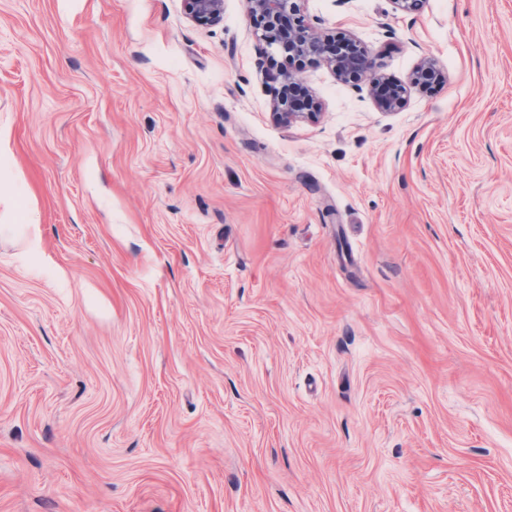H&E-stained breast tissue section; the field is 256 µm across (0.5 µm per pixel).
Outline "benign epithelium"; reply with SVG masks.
<instances>
[{
	"mask_svg": "<svg viewBox=\"0 0 512 512\" xmlns=\"http://www.w3.org/2000/svg\"><path fill=\"white\" fill-rule=\"evenodd\" d=\"M298 2L300 0H246L247 14L261 30V39L267 47L287 51L298 59L322 58L336 77L346 83L365 78L379 109L397 108L403 101L405 88L396 82L383 81L377 74L375 58L368 50L359 46L353 52L336 50L328 38L305 23ZM183 3L185 13L199 25H212L223 18L224 0H183ZM273 82L272 115L277 122L289 124L299 118L317 119L313 100H308L307 112H298L291 104L293 91L300 86L295 76L282 74L274 77Z\"/></svg>",
	"mask_w": 512,
	"mask_h": 512,
	"instance_id": "1",
	"label": "benign epithelium"
}]
</instances>
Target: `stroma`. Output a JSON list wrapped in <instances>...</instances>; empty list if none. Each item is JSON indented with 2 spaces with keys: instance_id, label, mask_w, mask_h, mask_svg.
I'll return each instance as SVG.
<instances>
[{
  "instance_id": "1",
  "label": "stroma",
  "mask_w": 512,
  "mask_h": 512,
  "mask_svg": "<svg viewBox=\"0 0 512 512\" xmlns=\"http://www.w3.org/2000/svg\"><path fill=\"white\" fill-rule=\"evenodd\" d=\"M0 0V512H512V0ZM442 73L411 86L422 60ZM185 13L199 25L218 23L224 14V0H183ZM301 0H247L246 11L261 30L267 47L288 50L292 56L322 58L336 77L346 83L363 78L379 109L391 111L403 101L405 88L396 82H384L377 74L375 58L368 50L354 43V52L338 51L322 33H317L300 15ZM272 79L275 83L273 86L272 107L274 112H272V115L277 122L282 124H289L299 118H305L309 120L317 119L318 115L320 114V112H315L317 110V106L315 105L314 101L308 97L295 76L288 73L276 76ZM297 87L302 88L303 92L306 94L310 107L308 110L311 112H296L299 111L296 109L298 107L291 104L293 91Z\"/></svg>"
}]
</instances>
